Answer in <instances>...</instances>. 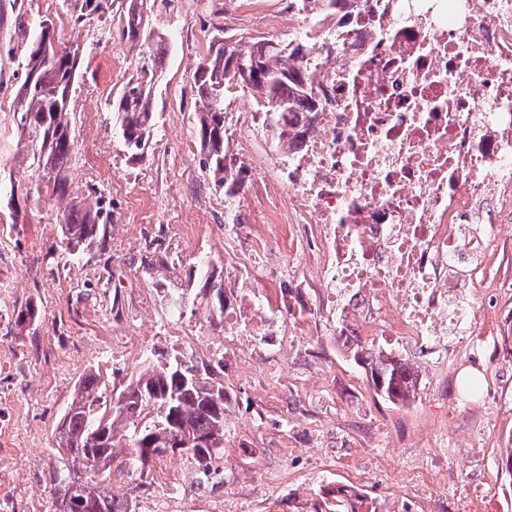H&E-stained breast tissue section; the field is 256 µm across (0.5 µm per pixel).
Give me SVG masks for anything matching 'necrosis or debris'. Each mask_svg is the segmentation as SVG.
<instances>
[{
	"label": "necrosis or debris",
	"mask_w": 512,
	"mask_h": 512,
	"mask_svg": "<svg viewBox=\"0 0 512 512\" xmlns=\"http://www.w3.org/2000/svg\"><path fill=\"white\" fill-rule=\"evenodd\" d=\"M312 111L264 117L244 92L226 108L273 144L275 183L249 175L238 195L266 226L238 266L224 329L260 350L289 312L257 297L268 241L308 224L324 260L316 314L397 349L437 347L464 315L449 267L512 235V0H357L319 35Z\"/></svg>",
	"instance_id": "necrosis-or-debris-1"
}]
</instances>
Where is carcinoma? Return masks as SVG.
<instances>
[{"label":"carcinoma","mask_w":512,"mask_h":512,"mask_svg":"<svg viewBox=\"0 0 512 512\" xmlns=\"http://www.w3.org/2000/svg\"><path fill=\"white\" fill-rule=\"evenodd\" d=\"M349 0H301L306 9L327 18L347 8ZM147 0H124L120 15L122 40L132 46L147 45L153 61L163 60L165 38L148 32ZM316 44L306 40L279 43L254 39H228L224 30L212 36L206 56L193 72L197 137L204 154L203 166L213 184L234 197L245 180L238 170L228 173L224 129V99L244 87L258 112H286L295 107L311 109L312 79L307 56ZM80 58L71 51L52 54L38 81L23 82L18 90L20 111L18 142L27 147L30 167L49 170L52 179L43 183L49 199L67 201L60 234L68 251L94 254L106 233L102 208L72 196L69 158L73 141L68 130L72 87L79 76ZM155 74L128 82L112 101L113 119L124 152L135 160L144 158L158 128L154 101ZM41 321V309L29 299L15 312L14 325L22 331ZM376 397L395 405L411 401L417 389L414 365L390 350L361 341L351 349ZM223 362H200L191 356L173 357L165 364L145 360L120 384L94 368L75 386L56 429L58 468L52 494L58 512H79L76 483L91 481L84 512H135L137 498L152 484L143 481L151 465L171 454L177 438L186 434L192 445L180 451L193 461L199 485L220 475L218 461L224 454V383L214 378ZM130 479L129 494L115 496L108 484L112 473ZM374 498L348 486L319 493L314 512H381Z\"/></svg>","instance_id":"obj_1"}]
</instances>
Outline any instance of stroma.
I'll use <instances>...</instances> for the list:
<instances>
[{
    "label": "stroma",
    "mask_w": 512,
    "mask_h": 512,
    "mask_svg": "<svg viewBox=\"0 0 512 512\" xmlns=\"http://www.w3.org/2000/svg\"><path fill=\"white\" fill-rule=\"evenodd\" d=\"M77 2L0 0V512H55V429L89 367L118 382L147 357L175 351L224 359L221 475L199 487L191 461L168 456L154 464V488L136 512H313L319 491L336 485L366 492L385 512H512L500 457L512 448V237L490 239L479 261L490 298L465 288L468 267L452 272L478 342L400 349L418 371L414 414L375 396L335 320L311 317L305 333L289 327L266 353L247 351L212 317L206 282L230 283L266 227L231 209L203 168L192 74L214 28L287 42V27L273 25L284 0H150L149 25L169 51L156 82L159 127L139 162L120 145L110 102L149 67L148 49L122 41L118 9L83 17ZM44 19L59 48L82 51L70 101L71 191L102 198L112 217L93 255L63 252L64 206L38 196L16 136L21 32ZM149 251L165 262L147 274ZM317 261L316 252L269 244L273 274L255 290L315 304ZM29 298L41 323L14 332L13 311ZM466 377L487 381V391L462 400ZM443 416L447 435H433Z\"/></svg>",
    "instance_id": "1"
}]
</instances>
